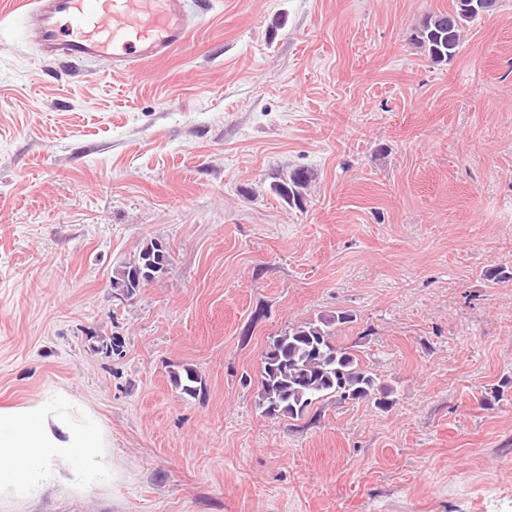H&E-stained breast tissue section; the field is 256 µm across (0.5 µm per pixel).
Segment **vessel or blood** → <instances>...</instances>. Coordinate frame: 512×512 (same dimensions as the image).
I'll return each mask as SVG.
<instances>
[{
	"mask_svg": "<svg viewBox=\"0 0 512 512\" xmlns=\"http://www.w3.org/2000/svg\"><path fill=\"white\" fill-rule=\"evenodd\" d=\"M212 0H24L21 17L44 56L67 63L110 61L136 73L169 58L195 34Z\"/></svg>",
	"mask_w": 512,
	"mask_h": 512,
	"instance_id": "1",
	"label": "vessel or blood"
}]
</instances>
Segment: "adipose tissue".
<instances>
[{
	"mask_svg": "<svg viewBox=\"0 0 512 512\" xmlns=\"http://www.w3.org/2000/svg\"><path fill=\"white\" fill-rule=\"evenodd\" d=\"M107 446L96 417L64 389L0 407V496L51 482L92 493L112 477Z\"/></svg>",
	"mask_w": 512,
	"mask_h": 512,
	"instance_id": "1",
	"label": "adipose tissue"
}]
</instances>
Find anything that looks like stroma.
<instances>
[{
  "label": "stroma",
  "instance_id": "1",
  "mask_svg": "<svg viewBox=\"0 0 512 512\" xmlns=\"http://www.w3.org/2000/svg\"><path fill=\"white\" fill-rule=\"evenodd\" d=\"M453 4L216 0L135 82L0 21V407L64 389L112 462L0 512H512V0L435 64L411 36ZM336 311L391 406L266 417L272 337ZM309 182V171L306 168H296L288 176L275 184V191L280 198L290 206L301 207L304 192ZM155 241H150V243H146L142 246V248L139 250L138 255L133 259L132 262L126 263L125 266L122 267L121 270L116 273V276L112 279V288L116 291H120L126 294H134L136 292V288H141L143 285L153 281L156 279L159 275L164 273L167 264L163 265V267L160 270H151V271H144L145 272H151L153 273V276L151 278H147L144 280L139 287H136L135 284L131 280V276L133 271L135 270V267L143 268L144 262L146 260V256L151 253V251L155 250ZM172 380L176 388L190 397H198L204 390L202 377L192 368L186 367L183 372H173Z\"/></svg>",
  "mask_w": 512,
  "mask_h": 512
}]
</instances>
